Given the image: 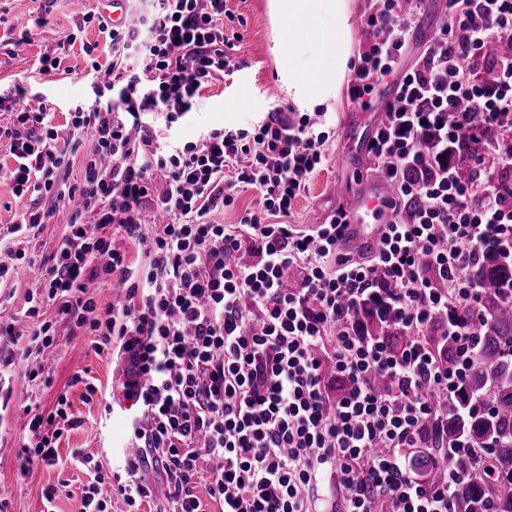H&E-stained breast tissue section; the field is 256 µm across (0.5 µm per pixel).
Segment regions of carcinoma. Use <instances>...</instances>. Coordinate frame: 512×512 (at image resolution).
<instances>
[{"label":"carcinoma","instance_id":"1","mask_svg":"<svg viewBox=\"0 0 512 512\" xmlns=\"http://www.w3.org/2000/svg\"><path fill=\"white\" fill-rule=\"evenodd\" d=\"M483 291L482 324L476 336L477 362L466 370L462 388L448 401V440L487 448L497 478L480 476L461 495L458 512H512V259L493 247L467 272ZM488 399L491 412L472 404Z\"/></svg>","mask_w":512,"mask_h":512}]
</instances>
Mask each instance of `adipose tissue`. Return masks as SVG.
I'll list each match as a JSON object with an SVG mask.
<instances>
[{
	"mask_svg": "<svg viewBox=\"0 0 512 512\" xmlns=\"http://www.w3.org/2000/svg\"><path fill=\"white\" fill-rule=\"evenodd\" d=\"M282 69L305 106L337 96L353 42L350 0H272Z\"/></svg>",
	"mask_w": 512,
	"mask_h": 512,
	"instance_id": "1",
	"label": "adipose tissue"
}]
</instances>
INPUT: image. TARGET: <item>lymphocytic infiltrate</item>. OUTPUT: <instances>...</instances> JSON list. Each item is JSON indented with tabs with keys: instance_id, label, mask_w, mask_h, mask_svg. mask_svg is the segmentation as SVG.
<instances>
[{
	"instance_id": "1",
	"label": "lymphocytic infiltrate",
	"mask_w": 512,
	"mask_h": 512,
	"mask_svg": "<svg viewBox=\"0 0 512 512\" xmlns=\"http://www.w3.org/2000/svg\"><path fill=\"white\" fill-rule=\"evenodd\" d=\"M133 21L99 24L112 47L92 62L107 109L77 106L65 125L50 106L32 108L21 89L0 94V142L15 195L52 196L68 232L51 256L27 314L28 343H55L43 303L86 329L96 354L117 353L107 409L129 400L126 420L149 458L115 453L111 471L73 453L93 474L78 512H457L469 481L454 467L468 451L487 476L488 451L448 439V401L459 375L448 346L472 353L482 290L465 276L493 246L512 242V0H446L447 19L411 67L406 48L419 17L409 0H376L351 64L349 100L368 110L385 81L393 97L369 148L395 195L377 250L353 256L342 213L324 224H292L295 200L325 161L324 113H281L245 128H213L176 144L148 122L175 123L201 90L223 80L232 42L226 0H138ZM89 134L83 178L58 179ZM241 188L258 209L238 223L216 213ZM158 215L142 228L145 208ZM48 213L32 206L10 233L0 281ZM144 243L130 264L111 236L89 235L87 219ZM121 282L124 295L98 312L93 288ZM391 322L376 336L372 320ZM442 333L429 340L433 326ZM59 397L54 412L27 421L21 474L57 464L58 444L80 421ZM427 460L444 470L426 478Z\"/></svg>"
}]
</instances>
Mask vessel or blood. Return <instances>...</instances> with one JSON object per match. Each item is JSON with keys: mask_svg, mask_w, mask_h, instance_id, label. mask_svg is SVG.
I'll list each match as a JSON object with an SVG mask.
<instances>
[{"mask_svg": "<svg viewBox=\"0 0 512 512\" xmlns=\"http://www.w3.org/2000/svg\"><path fill=\"white\" fill-rule=\"evenodd\" d=\"M345 138L353 142L347 164L360 169L366 166L371 130L357 131L350 126L344 130ZM391 184L380 179L363 178L354 183L349 193L347 209L348 226L346 228L347 245L350 249H375L378 245V227L387 218L385 203L392 197Z\"/></svg>", "mask_w": 512, "mask_h": 512, "instance_id": "1", "label": "vessel or blood"}]
</instances>
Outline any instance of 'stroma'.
<instances>
[{
  "instance_id": "1",
  "label": "stroma",
  "mask_w": 512,
  "mask_h": 512,
  "mask_svg": "<svg viewBox=\"0 0 512 512\" xmlns=\"http://www.w3.org/2000/svg\"><path fill=\"white\" fill-rule=\"evenodd\" d=\"M227 7L224 32L235 37L232 55L240 68L203 89L192 110L174 123L172 134L178 143L197 140L212 128L248 126L272 110L290 113L298 109L282 84L273 53L275 27L269 0H228ZM95 9L96 0H0V41L15 39L20 43L13 57L0 54V90L21 86L29 105L51 102L54 120L59 124L76 105L95 102L103 109L110 106L111 94H98L92 84L90 59L82 49L84 43H93L99 62L112 57L97 27L83 23L84 16ZM444 18L445 0H427V11L421 15L406 51L405 65L417 61ZM72 32L77 33L78 42L67 49L59 71L48 76L39 74L37 60L41 54ZM321 109L329 117L326 161L296 200L289 218L293 224L324 223L344 204V193L352 180L344 162L342 128L357 107L342 93L337 100L322 104ZM40 205L49 210L50 216L32 237L26 264L0 283V319L14 323L19 336L15 343L0 340V374L11 388L8 409L0 418V499L8 503L6 512H43L48 506L44 494L52 489L56 497L49 506L54 512H76L81 488L90 476L72 463L71 451L78 448L108 463L113 449L125 446L127 430L124 421L105 414L98 398L88 397L83 385L87 379L109 383L115 359L97 355L90 337L73 331L69 322L56 320L54 306H46L44 316L56 322V348L41 355L23 351V341L33 328L25 315L28 296L40 288L43 265L67 232L66 216L56 209L53 199L43 197ZM40 366L48 371L49 380L38 385L31 382L29 373ZM77 375L82 376V383H74ZM62 394L67 395L70 411L81 419V426L64 434L58 464H39L28 475H20L18 450L27 423L24 405H38L47 413Z\"/></svg>"
}]
</instances>
